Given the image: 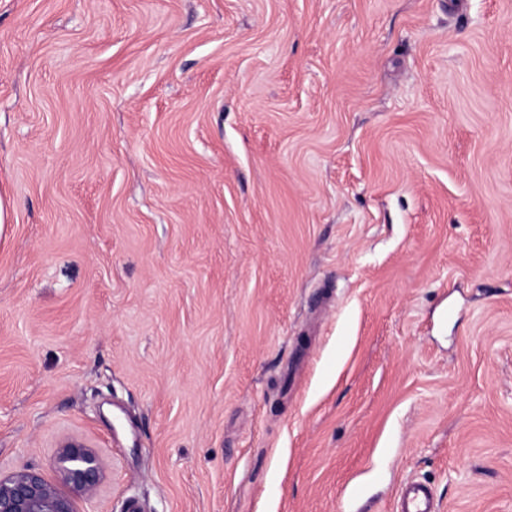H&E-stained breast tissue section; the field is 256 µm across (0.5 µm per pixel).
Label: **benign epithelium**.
Returning a JSON list of instances; mask_svg holds the SVG:
<instances>
[{
    "instance_id": "benign-epithelium-1",
    "label": "benign epithelium",
    "mask_w": 512,
    "mask_h": 512,
    "mask_svg": "<svg viewBox=\"0 0 512 512\" xmlns=\"http://www.w3.org/2000/svg\"><path fill=\"white\" fill-rule=\"evenodd\" d=\"M57 481L33 468L0 471V512H78L105 479L99 452L79 439H65L55 456Z\"/></svg>"
}]
</instances>
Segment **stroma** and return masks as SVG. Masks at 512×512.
Listing matches in <instances>:
<instances>
[{
  "label": "stroma",
  "mask_w": 512,
  "mask_h": 512,
  "mask_svg": "<svg viewBox=\"0 0 512 512\" xmlns=\"http://www.w3.org/2000/svg\"><path fill=\"white\" fill-rule=\"evenodd\" d=\"M0 198V469L512 512V0H0ZM431 489L419 482H408L400 490L397 511L435 512Z\"/></svg>",
  "instance_id": "1"
}]
</instances>
